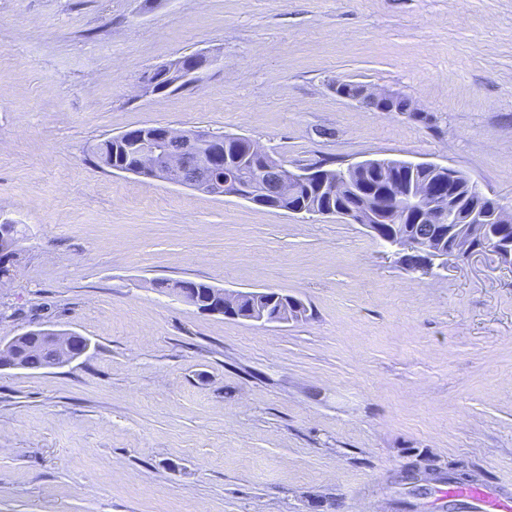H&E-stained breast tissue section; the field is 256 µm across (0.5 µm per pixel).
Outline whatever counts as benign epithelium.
<instances>
[{
  "mask_svg": "<svg viewBox=\"0 0 512 512\" xmlns=\"http://www.w3.org/2000/svg\"><path fill=\"white\" fill-rule=\"evenodd\" d=\"M188 56H178L165 66L149 73L145 78L147 89L159 92L161 79H167V87L177 85H199L206 70L191 68L185 64ZM337 96L349 101L360 102L367 97L374 101L390 104L397 95L385 89L375 88L369 84H360L358 91L347 94L341 90L340 83L333 85ZM212 140V134L207 130L192 129L190 131L176 130L168 126L161 127V131L149 136L138 134L131 138L133 153L138 159L132 174L138 177L163 181L170 184L187 187L215 197H234L246 200L254 205L262 201L255 195L251 186L237 177L235 169H225L221 165H214L217 159L214 152L203 153V148ZM193 156L204 171L206 181L191 184L182 178L183 161ZM397 165L411 171L421 168H431L439 173V177L432 183L422 184L415 181H399L398 198L405 205H410L420 212L444 224H451V238L448 241L438 239L420 240L418 237L406 232L397 225L395 219L396 208L384 204L367 201L363 206L348 210H333L313 206L309 209L282 207L283 201L295 195L299 186L313 182L327 189L330 193L362 194L363 179L359 174L366 167V162L351 163L340 168L336 173V182L327 179L324 172L314 166L306 164H282L280 167L281 184L280 195L268 200L267 208L284 210L299 215L303 219L317 217H336L347 224H359L372 236L379 235L381 225L391 224V235L385 239L387 245L395 248L396 254L408 270L422 276H435L442 269L448 259L468 258L476 253L488 251L497 260L506 266H512V206L495 200L490 211H458L448 207L445 198L446 186L464 180L472 192L479 196H488L476 181L461 170L437 163L414 162L399 160ZM267 289H253L248 291L229 292L222 290L224 300L210 306L208 312L224 315L228 318H238L239 307L249 309L245 320L260 323H288L298 321L306 316L304 303L292 296L281 295L283 306L280 312L269 314L266 312ZM25 336L20 333L8 341L0 340V370L8 368H23L13 355L12 344ZM54 340L57 342L59 355L55 365H63L74 361L71 354V336L56 332Z\"/></svg>",
  "mask_w": 512,
  "mask_h": 512,
  "instance_id": "obj_1",
  "label": "benign epithelium"
}]
</instances>
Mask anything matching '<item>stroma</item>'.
I'll return each instance as SVG.
<instances>
[{
  "mask_svg": "<svg viewBox=\"0 0 512 512\" xmlns=\"http://www.w3.org/2000/svg\"><path fill=\"white\" fill-rule=\"evenodd\" d=\"M0 0V337L85 336L0 371V512H476L448 467L512 490V267L406 270L365 228L130 174L89 155L146 124L291 163L450 164L512 203V0ZM221 57L195 88L143 76ZM354 81L426 120L339 98ZM270 288L260 325L155 289Z\"/></svg>",
  "mask_w": 512,
  "mask_h": 512,
  "instance_id": "1",
  "label": "stroma"
}]
</instances>
